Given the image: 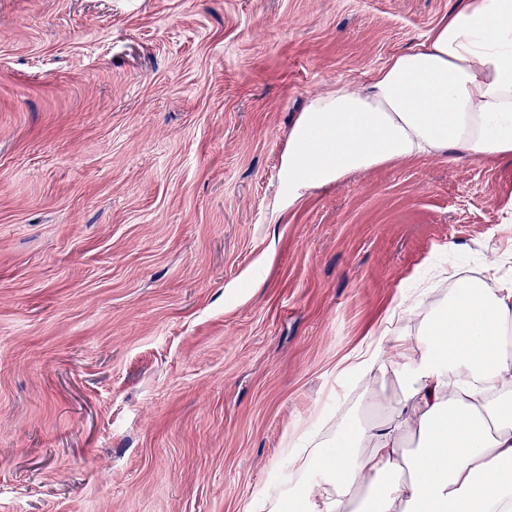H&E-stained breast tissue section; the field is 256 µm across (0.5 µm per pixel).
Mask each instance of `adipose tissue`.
<instances>
[{"instance_id": "obj_1", "label": "adipose tissue", "mask_w": 512, "mask_h": 512, "mask_svg": "<svg viewBox=\"0 0 512 512\" xmlns=\"http://www.w3.org/2000/svg\"><path fill=\"white\" fill-rule=\"evenodd\" d=\"M457 151L512 159V0H463L363 84L316 96L290 132L285 202L354 171ZM394 309L349 369L392 374L379 415L308 432L303 478L266 512H512V280H456L420 313ZM317 466L319 479L306 478Z\"/></svg>"}]
</instances>
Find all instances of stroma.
I'll return each mask as SVG.
<instances>
[{
    "mask_svg": "<svg viewBox=\"0 0 512 512\" xmlns=\"http://www.w3.org/2000/svg\"><path fill=\"white\" fill-rule=\"evenodd\" d=\"M462 0H0V512H261L427 261L512 276V160L281 204L311 99Z\"/></svg>",
    "mask_w": 512,
    "mask_h": 512,
    "instance_id": "obj_1",
    "label": "stroma"
}]
</instances>
